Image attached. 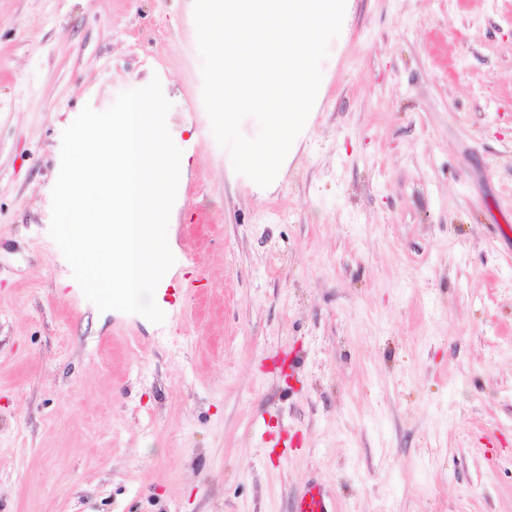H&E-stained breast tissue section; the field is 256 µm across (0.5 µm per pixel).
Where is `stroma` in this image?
I'll return each instance as SVG.
<instances>
[{"instance_id": "35a3bbf8", "label": "stroma", "mask_w": 512, "mask_h": 512, "mask_svg": "<svg viewBox=\"0 0 512 512\" xmlns=\"http://www.w3.org/2000/svg\"><path fill=\"white\" fill-rule=\"evenodd\" d=\"M195 0H0V512H512V0H346L283 176L237 174ZM159 79L163 323L51 238L62 133ZM159 287L163 301L174 306L176 304L175 295H186L191 288H194V280L188 276V273L177 271L171 277L165 276ZM169 298H174V301ZM295 512H333L324 488L315 483L309 484L295 502Z\"/></svg>"}]
</instances>
